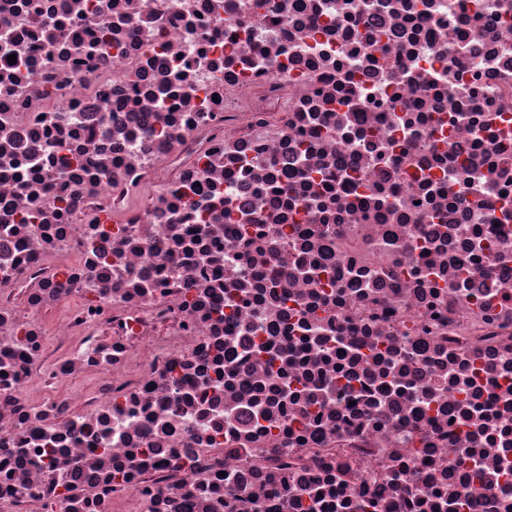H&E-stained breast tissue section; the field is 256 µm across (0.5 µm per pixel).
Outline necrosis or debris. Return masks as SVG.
<instances>
[{"mask_svg":"<svg viewBox=\"0 0 512 512\" xmlns=\"http://www.w3.org/2000/svg\"><path fill=\"white\" fill-rule=\"evenodd\" d=\"M0 512H512V0H0Z\"/></svg>","mask_w":512,"mask_h":512,"instance_id":"1","label":"necrosis or debris"}]
</instances>
